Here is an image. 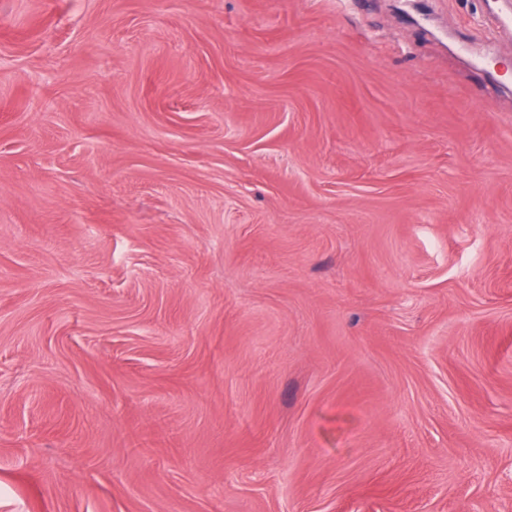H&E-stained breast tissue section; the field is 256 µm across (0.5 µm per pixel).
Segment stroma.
Listing matches in <instances>:
<instances>
[{
    "label": "stroma",
    "mask_w": 512,
    "mask_h": 512,
    "mask_svg": "<svg viewBox=\"0 0 512 512\" xmlns=\"http://www.w3.org/2000/svg\"><path fill=\"white\" fill-rule=\"evenodd\" d=\"M496 0H0V512H512Z\"/></svg>",
    "instance_id": "obj_1"
}]
</instances>
